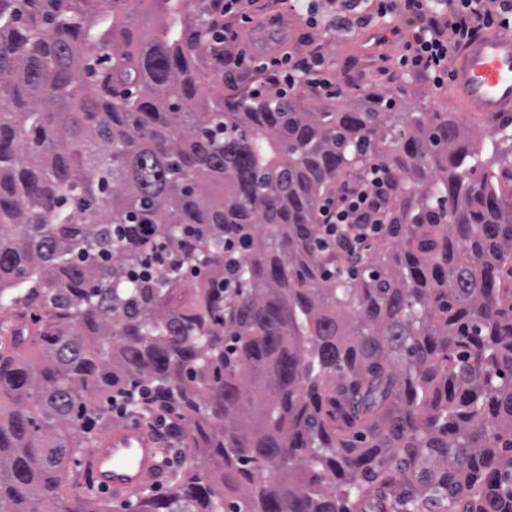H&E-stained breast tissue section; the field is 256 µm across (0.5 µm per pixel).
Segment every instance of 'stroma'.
Here are the masks:
<instances>
[{"instance_id":"obj_1","label":"stroma","mask_w":512,"mask_h":512,"mask_svg":"<svg viewBox=\"0 0 512 512\" xmlns=\"http://www.w3.org/2000/svg\"><path fill=\"white\" fill-rule=\"evenodd\" d=\"M244 18H229L230 29L240 38L225 45L227 57L245 54L246 60L235 68L234 79L224 82L225 93H248L252 89L274 94L281 86L277 68L260 70L268 53L291 52L303 55L317 51L331 67L334 82L343 93L365 90L395 93L418 111L445 112L459 118L449 90L435 87L418 69H400L397 61L403 52L402 41L381 31L351 28L337 34L313 32L305 24L303 8H290L284 0H242Z\"/></svg>"}]
</instances>
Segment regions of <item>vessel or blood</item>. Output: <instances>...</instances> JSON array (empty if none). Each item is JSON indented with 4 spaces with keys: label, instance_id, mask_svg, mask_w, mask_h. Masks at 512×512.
<instances>
[{
    "label": "vessel or blood",
    "instance_id": "1",
    "mask_svg": "<svg viewBox=\"0 0 512 512\" xmlns=\"http://www.w3.org/2000/svg\"><path fill=\"white\" fill-rule=\"evenodd\" d=\"M452 96L461 112L483 124L512 116V33H477L454 56ZM158 444L134 422L112 425L101 433L86 460L99 485L120 494L135 490L158 472Z\"/></svg>",
    "mask_w": 512,
    "mask_h": 512
}]
</instances>
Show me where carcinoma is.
I'll return each mask as SVG.
<instances>
[{
  "instance_id": "cac0c4a2",
  "label": "carcinoma",
  "mask_w": 512,
  "mask_h": 512,
  "mask_svg": "<svg viewBox=\"0 0 512 512\" xmlns=\"http://www.w3.org/2000/svg\"><path fill=\"white\" fill-rule=\"evenodd\" d=\"M202 2L0 0V512H112L132 387L178 447L128 512H512V130L227 96ZM375 163L351 265L316 214Z\"/></svg>"
}]
</instances>
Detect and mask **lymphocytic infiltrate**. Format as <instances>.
I'll return each mask as SVG.
<instances>
[{
    "label": "lymphocytic infiltrate",
    "mask_w": 512,
    "mask_h": 512,
    "mask_svg": "<svg viewBox=\"0 0 512 512\" xmlns=\"http://www.w3.org/2000/svg\"><path fill=\"white\" fill-rule=\"evenodd\" d=\"M362 2L341 0L340 11L322 22L314 0H309L306 24L313 29L321 24L331 29L368 28L380 25L388 16L401 17L407 29L402 33L400 67L422 69L437 87L447 83L450 61L459 46L483 30H512V0H445L439 13L429 8V0H376L369 10ZM269 64L283 70L288 89L312 86L329 98L337 93L321 54L296 58L287 52L270 59ZM390 193V181L377 169L362 183L345 184L320 207L321 232L347 255L363 250L381 231L380 211Z\"/></svg>",
    "instance_id": "1"
}]
</instances>
